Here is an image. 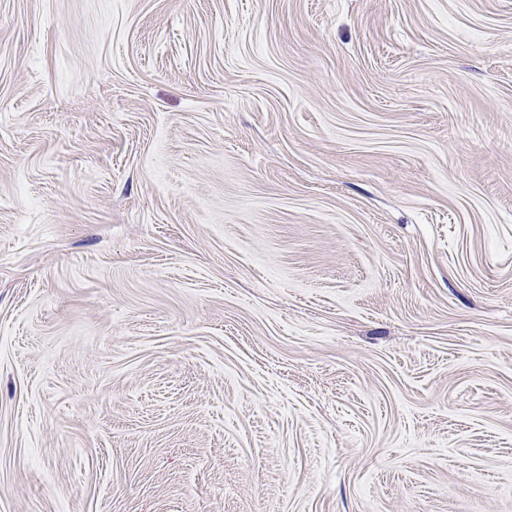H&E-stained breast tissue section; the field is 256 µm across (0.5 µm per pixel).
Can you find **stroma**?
Returning a JSON list of instances; mask_svg holds the SVG:
<instances>
[{"mask_svg": "<svg viewBox=\"0 0 512 512\" xmlns=\"http://www.w3.org/2000/svg\"><path fill=\"white\" fill-rule=\"evenodd\" d=\"M0 512H512V0H0Z\"/></svg>", "mask_w": 512, "mask_h": 512, "instance_id": "obj_1", "label": "stroma"}]
</instances>
